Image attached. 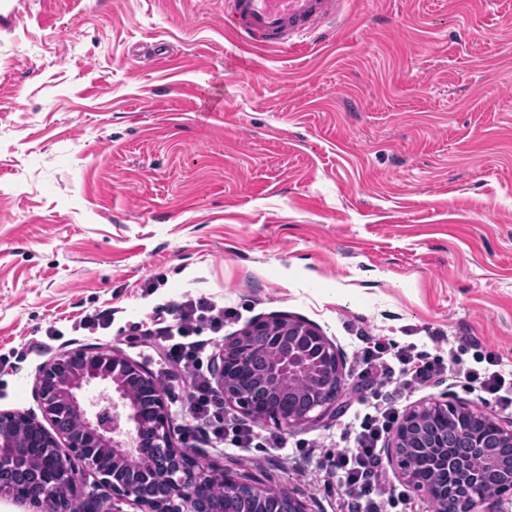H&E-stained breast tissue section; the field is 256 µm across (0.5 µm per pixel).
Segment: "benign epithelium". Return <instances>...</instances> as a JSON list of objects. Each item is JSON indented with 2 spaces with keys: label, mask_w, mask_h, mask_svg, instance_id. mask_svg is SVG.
Wrapping results in <instances>:
<instances>
[{
  "label": "benign epithelium",
  "mask_w": 512,
  "mask_h": 512,
  "mask_svg": "<svg viewBox=\"0 0 512 512\" xmlns=\"http://www.w3.org/2000/svg\"><path fill=\"white\" fill-rule=\"evenodd\" d=\"M258 335L270 347L288 346V353L261 374L252 365V337ZM213 376L225 402L257 420L273 419L289 427L336 416L344 381L336 347L311 324L286 315L255 320L226 339ZM303 378L311 381L313 392L297 400L293 394ZM38 393L52 430L31 416L0 413V495L15 494L10 484L33 469L35 478L26 484L24 498L41 512H61L67 500H76V458L98 485L121 500H132L142 512H211L200 491L216 483L224 487L226 512H233L230 505L241 497L257 500L263 512H304L288 487L271 492L249 474L218 472L175 447L163 388L115 349H79L58 356L43 366ZM450 408L446 401H435L406 413L393 435L395 458L402 460V449L425 413L446 415ZM72 418L84 430H70ZM18 427L33 430L32 445L48 449L44 459L34 463L21 458L18 448L24 443L14 434ZM102 456L111 458L112 470L99 467ZM446 463L448 448L433 452L434 475L419 484L434 504L448 502L441 474ZM455 478L467 486L455 495L453 512H498L500 498L481 494L473 474L460 467Z\"/></svg>",
  "instance_id": "7a95c632"
}]
</instances>
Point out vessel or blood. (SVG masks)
<instances>
[{
  "mask_svg": "<svg viewBox=\"0 0 512 512\" xmlns=\"http://www.w3.org/2000/svg\"><path fill=\"white\" fill-rule=\"evenodd\" d=\"M345 0H224V27L247 53L336 36Z\"/></svg>",
  "mask_w": 512,
  "mask_h": 512,
  "instance_id": "1",
  "label": "vessel or blood"
}]
</instances>
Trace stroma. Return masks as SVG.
Listing matches in <instances>:
<instances>
[{"instance_id":"35a3bbf8","label":"stroma","mask_w":512,"mask_h":512,"mask_svg":"<svg viewBox=\"0 0 512 512\" xmlns=\"http://www.w3.org/2000/svg\"><path fill=\"white\" fill-rule=\"evenodd\" d=\"M1 8L0 412L43 419L46 362L115 348L164 389L177 445L336 512L323 456L372 402L359 336L512 372V0H346L335 41L248 56L224 0ZM212 77L220 112L200 109ZM189 298L233 313L199 326L207 376L257 318L316 326L343 361L341 412L290 429L225 405L254 432L244 452L191 432L194 384L146 335ZM441 398L489 411L453 376L398 411ZM382 467L408 494L384 512H433L390 449Z\"/></svg>"}]
</instances>
